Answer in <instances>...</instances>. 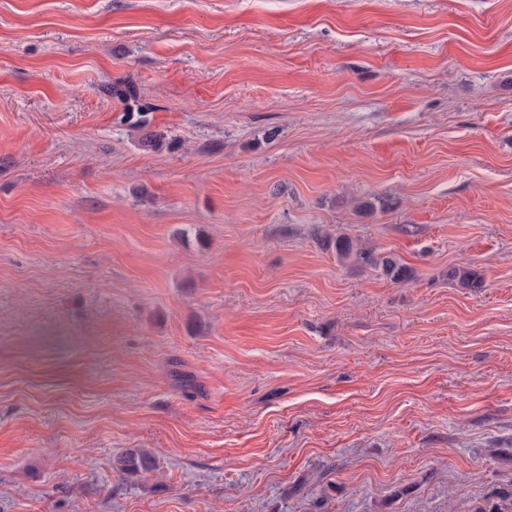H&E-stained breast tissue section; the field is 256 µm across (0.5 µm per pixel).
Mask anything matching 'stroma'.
I'll use <instances>...</instances> for the list:
<instances>
[{
  "instance_id": "obj_1",
  "label": "stroma",
  "mask_w": 512,
  "mask_h": 512,
  "mask_svg": "<svg viewBox=\"0 0 512 512\" xmlns=\"http://www.w3.org/2000/svg\"><path fill=\"white\" fill-rule=\"evenodd\" d=\"M510 502L512 0H0V512ZM119 471L129 475H142L155 468L154 457L145 448H129L117 458Z\"/></svg>"
}]
</instances>
